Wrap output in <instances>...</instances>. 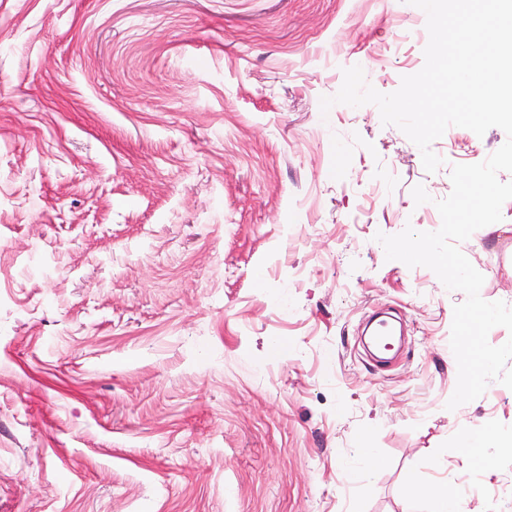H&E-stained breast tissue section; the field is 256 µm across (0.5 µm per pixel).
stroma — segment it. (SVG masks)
Listing matches in <instances>:
<instances>
[{
	"label": "stroma",
	"instance_id": "35a3bbf8",
	"mask_svg": "<svg viewBox=\"0 0 512 512\" xmlns=\"http://www.w3.org/2000/svg\"><path fill=\"white\" fill-rule=\"evenodd\" d=\"M407 0H0V512H403L452 479L512 512V389L457 384L453 308L376 234L437 229L423 167L343 71L396 91ZM423 186L430 202L415 204ZM460 249L512 307V200ZM408 326L371 367L362 318ZM495 435L477 466L462 432ZM375 463L363 475L366 456Z\"/></svg>",
	"mask_w": 512,
	"mask_h": 512
}]
</instances>
